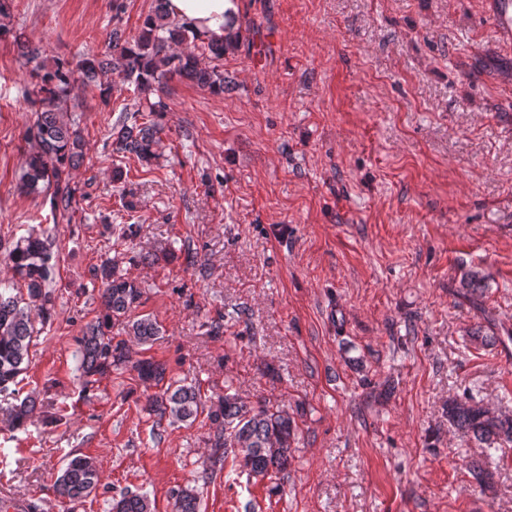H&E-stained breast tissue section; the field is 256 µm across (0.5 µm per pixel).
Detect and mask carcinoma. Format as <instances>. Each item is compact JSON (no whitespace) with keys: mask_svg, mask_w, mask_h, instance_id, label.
Instances as JSON below:
<instances>
[{"mask_svg":"<svg viewBox=\"0 0 512 512\" xmlns=\"http://www.w3.org/2000/svg\"><path fill=\"white\" fill-rule=\"evenodd\" d=\"M167 0H155V6L137 35L126 37L112 32V58L88 57L76 69L40 77L34 84L31 103L39 105L36 121L30 131L35 148L28 155L22 176L26 192L52 190L56 207L67 211L76 200L77 187L66 177L82 153L77 131L71 128L67 113L58 104L71 92L101 80L114 72L123 81L135 86L144 101L135 113L140 120L123 119L116 126L115 144L118 152L149 163L159 127L149 115L163 111L160 101L150 100L152 92L165 88L169 74L186 77L214 94L224 93V74L203 64L202 57L179 46L197 33L185 23L170 17ZM249 21L228 18L224 41H210L208 51L216 58L236 49L243 40L242 28ZM58 249L52 231L39 236L21 237L5 255L4 260L13 279L0 281V398L12 399L5 408L7 423L13 429H24L33 422L38 400L33 395L18 397L17 385L29 362L30 345L35 326L32 312L38 311L48 321L55 308L51 288L57 266ZM95 279L103 285L99 295L103 315L88 322L76 337L78 380L87 390L112 372L132 366L139 380L156 386L159 391L147 396L145 411L170 424L190 425L202 412L211 423L208 443L214 453L205 471L224 466L228 454L233 465L263 477L279 475L291 464L295 441V424L285 410L274 409L264 401H244L230 386L224 394L205 405L200 388L168 377L163 361L142 359L132 361L131 343L151 345L160 339L161 326L148 315H133L142 304L144 289L125 277L117 262H106L94 270ZM448 422L471 436L490 451L512 442V416L496 414L481 403L471 400L448 401ZM57 495L62 501H81L98 489V469L93 457L76 456L61 469L55 480ZM200 498L191 490H180L174 496L172 512H199ZM110 512H154V504L145 494L124 492L112 499Z\"/></svg>","mask_w":512,"mask_h":512,"instance_id":"obj_1","label":"carcinoma"}]
</instances>
